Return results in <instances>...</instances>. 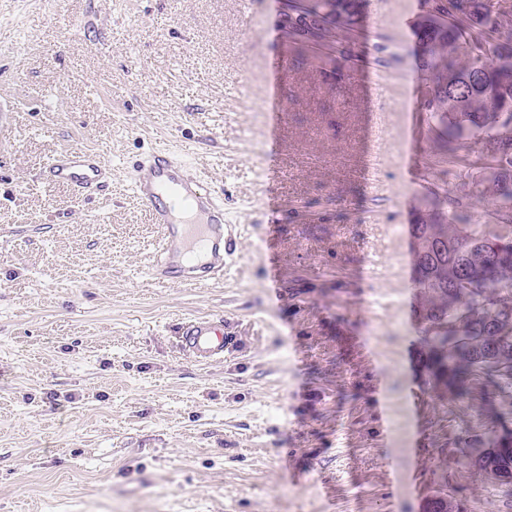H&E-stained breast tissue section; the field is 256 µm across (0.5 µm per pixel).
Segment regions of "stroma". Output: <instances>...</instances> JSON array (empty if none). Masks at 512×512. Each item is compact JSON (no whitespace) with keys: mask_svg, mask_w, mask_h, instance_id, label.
I'll return each instance as SVG.
<instances>
[{"mask_svg":"<svg viewBox=\"0 0 512 512\" xmlns=\"http://www.w3.org/2000/svg\"><path fill=\"white\" fill-rule=\"evenodd\" d=\"M420 9L363 0L339 82L290 50L280 0H0V512H512L463 453L512 400L420 371ZM70 146L111 167L98 196L38 181ZM154 148L223 199V280L148 277L131 181ZM204 315L228 338L208 365L177 344Z\"/></svg>","mask_w":512,"mask_h":512,"instance_id":"obj_1","label":"stroma"}]
</instances>
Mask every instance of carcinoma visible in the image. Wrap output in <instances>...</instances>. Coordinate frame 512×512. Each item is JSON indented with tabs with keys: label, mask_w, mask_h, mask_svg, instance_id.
I'll use <instances>...</instances> for the list:
<instances>
[{
	"label": "carcinoma",
	"mask_w": 512,
	"mask_h": 512,
	"mask_svg": "<svg viewBox=\"0 0 512 512\" xmlns=\"http://www.w3.org/2000/svg\"><path fill=\"white\" fill-rule=\"evenodd\" d=\"M414 28L424 105L438 132L434 152L451 188L418 199L411 225L422 250L414 287L422 299L421 365L432 389L453 400L478 383L512 398V10L499 0H421ZM283 19L301 54L334 40L311 65L334 76L353 55L361 0H299ZM482 145L475 158L468 144ZM486 204L474 220L473 197ZM470 464L512 499V430L490 423L467 446Z\"/></svg>",
	"instance_id": "1"
}]
</instances>
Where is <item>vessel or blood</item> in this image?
Here are the masks:
<instances>
[{"label":"vessel or blood","instance_id":"vessel-or-blood-1","mask_svg":"<svg viewBox=\"0 0 512 512\" xmlns=\"http://www.w3.org/2000/svg\"><path fill=\"white\" fill-rule=\"evenodd\" d=\"M110 170L99 154L84 147L55 153L40 173L48 187L65 186L83 197L98 194ZM160 239L149 266L159 283L198 284L223 279L234 255V225L224 220V202L194 176L186 164L163 150L150 151L132 178ZM181 346L195 361L208 364L224 356V321L213 316L187 320Z\"/></svg>","mask_w":512,"mask_h":512}]
</instances>
